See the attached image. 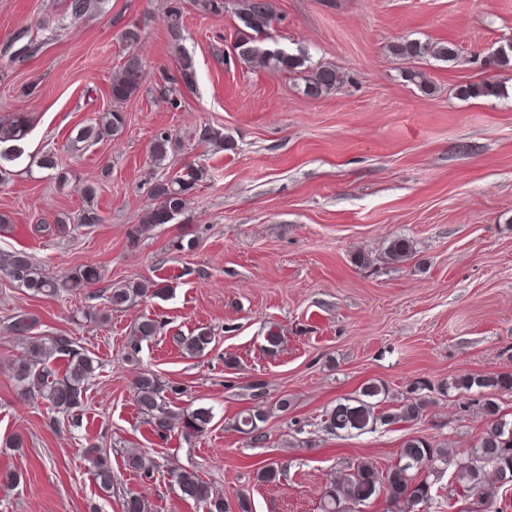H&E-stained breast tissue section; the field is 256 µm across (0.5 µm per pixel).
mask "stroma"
<instances>
[{"instance_id": "35a3bbf8", "label": "stroma", "mask_w": 512, "mask_h": 512, "mask_svg": "<svg viewBox=\"0 0 512 512\" xmlns=\"http://www.w3.org/2000/svg\"><path fill=\"white\" fill-rule=\"evenodd\" d=\"M64 0H0V122L27 116V159L0 182V249L26 251L63 279L82 265L100 281L76 295L34 296L0 274V512H123L127 493L151 512H202L184 497L173 468L194 470L227 503L238 493L253 512H319L325 486L352 460L380 468L403 443L422 437L473 445L484 428L478 392L441 393L464 375L512 373V72L487 59L512 36V0H271V33L306 57L293 73L240 65L233 45L240 21L233 0L223 15L181 0L180 43L168 35L169 0H105L95 16L66 17ZM138 26L133 50L145 66L143 90L125 102L123 133L71 150L74 126L112 107L110 85L131 48L121 38ZM42 48L22 64L6 48L19 31ZM457 44L459 58L405 60L390 52L402 39ZM190 55L196 75L180 108L153 86ZM330 65L348 80L317 98L305 92L308 69ZM424 73L429 90L403 77ZM496 82L500 96L472 98L462 87ZM211 127L224 141H202ZM170 132L171 171L206 170L178 221L130 242L153 202L161 172L149 157L154 136ZM55 154L58 167L39 168ZM70 181L59 186V173ZM98 187L100 223L55 237L57 219L76 220L81 185ZM410 241L399 262L390 240ZM193 241V249L180 242ZM142 278L160 296L113 312L107 324L82 313L102 308L112 284ZM32 318L34 335L66 334L99 368L84 403L83 426L55 424L41 398L22 399L11 364L26 342L9 330ZM163 325L137 360L125 359L130 328L142 316ZM210 327L204 356L183 355L172 334ZM282 330L280 347L268 333ZM236 368H227L225 358ZM154 373L184 387L181 408L211 409L203 436L153 435L132 384ZM264 380L287 411L267 423L265 446L234 428L247 409L246 387ZM385 388L387 411L413 387L427 406L421 420L327 434L336 405L363 387ZM104 448L112 488L103 490L83 451ZM156 464L152 479L126 469L129 449ZM276 462L275 481L257 470Z\"/></svg>"}]
</instances>
